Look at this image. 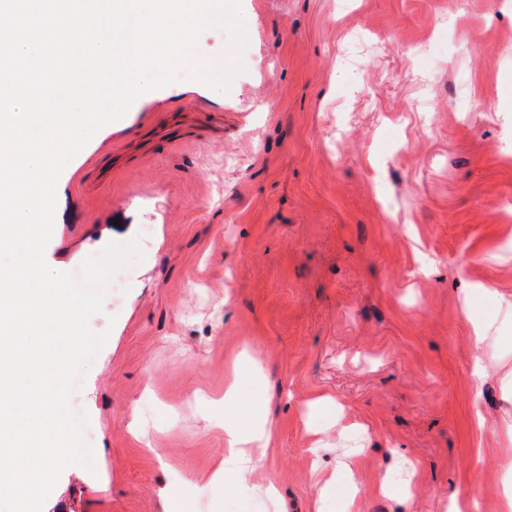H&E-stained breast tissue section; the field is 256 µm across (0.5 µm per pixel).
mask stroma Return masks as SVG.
Instances as JSON below:
<instances>
[{
    "label": "stroma",
    "mask_w": 512,
    "mask_h": 512,
    "mask_svg": "<svg viewBox=\"0 0 512 512\" xmlns=\"http://www.w3.org/2000/svg\"><path fill=\"white\" fill-rule=\"evenodd\" d=\"M241 12L228 91L153 88L58 178L51 269L141 259L90 319L94 466L43 512H161L163 491L179 512H447L469 488L512 512V0ZM228 415L272 430L245 483L215 476ZM352 432L351 485L318 499Z\"/></svg>",
    "instance_id": "1"
}]
</instances>
